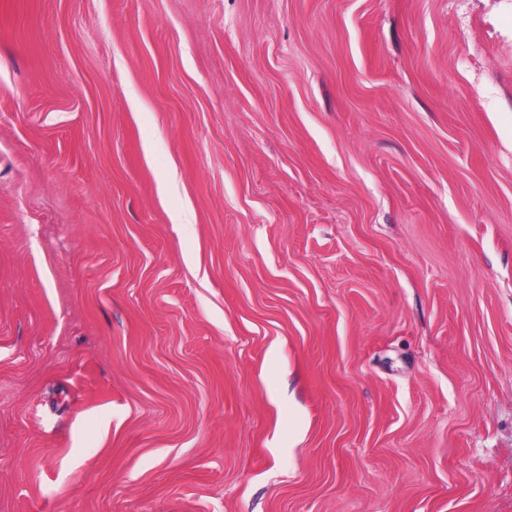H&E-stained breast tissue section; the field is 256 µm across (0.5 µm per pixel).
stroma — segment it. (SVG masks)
Masks as SVG:
<instances>
[{
  "label": "stroma",
  "instance_id": "obj_1",
  "mask_svg": "<svg viewBox=\"0 0 512 512\" xmlns=\"http://www.w3.org/2000/svg\"><path fill=\"white\" fill-rule=\"evenodd\" d=\"M0 512H512V0H0Z\"/></svg>",
  "mask_w": 512,
  "mask_h": 512
}]
</instances>
